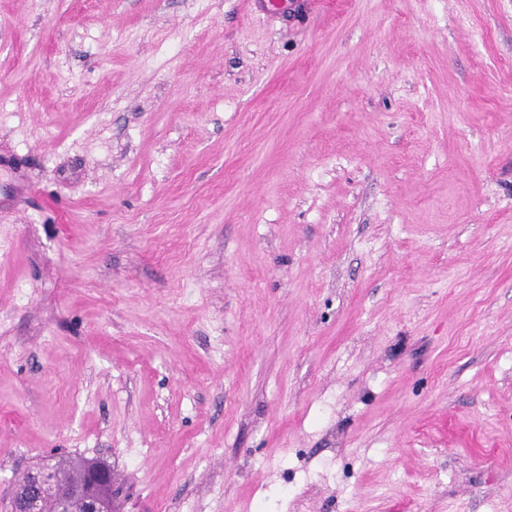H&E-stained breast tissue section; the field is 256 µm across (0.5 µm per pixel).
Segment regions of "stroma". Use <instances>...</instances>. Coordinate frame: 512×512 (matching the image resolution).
I'll return each instance as SVG.
<instances>
[{
  "instance_id": "obj_1",
  "label": "stroma",
  "mask_w": 512,
  "mask_h": 512,
  "mask_svg": "<svg viewBox=\"0 0 512 512\" xmlns=\"http://www.w3.org/2000/svg\"><path fill=\"white\" fill-rule=\"evenodd\" d=\"M512 512V0H0V512ZM95 464L100 463L83 458L53 459L52 465L58 485L73 486L58 491L57 512H70L73 502H78L83 512L115 511L112 503V488L109 486L112 483V475L107 468L101 466L92 468L83 483L87 469ZM65 469L68 470V475ZM53 472L48 466L32 469L29 480L12 489L9 512H45L44 494L53 485Z\"/></svg>"
}]
</instances>
